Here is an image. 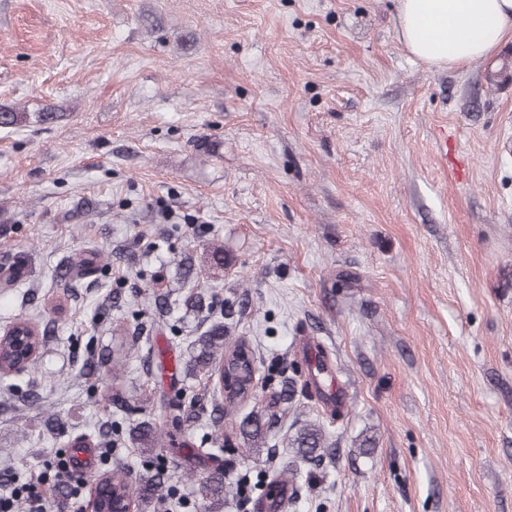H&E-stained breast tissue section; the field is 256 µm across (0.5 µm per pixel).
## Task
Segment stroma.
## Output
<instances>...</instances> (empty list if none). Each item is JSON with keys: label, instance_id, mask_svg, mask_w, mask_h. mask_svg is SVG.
Returning a JSON list of instances; mask_svg holds the SVG:
<instances>
[{"label": "stroma", "instance_id": "stroma-1", "mask_svg": "<svg viewBox=\"0 0 512 512\" xmlns=\"http://www.w3.org/2000/svg\"><path fill=\"white\" fill-rule=\"evenodd\" d=\"M397 0H0V329L49 332L0 378V471L16 482L121 420L97 470L143 473L156 420L166 486L198 512L199 480L293 485L288 512H512V38L435 68L397 36ZM469 163L444 180L440 133ZM96 255L108 277L63 279ZM292 383L265 448L189 461L213 431V384L185 375L197 418L170 433L177 352L222 321ZM347 391L331 417L305 385V340ZM111 364L136 410L122 416ZM320 424L322 462L287 442Z\"/></svg>", "mask_w": 512, "mask_h": 512}]
</instances>
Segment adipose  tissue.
Returning <instances> with one entry per match:
<instances>
[{
    "label": "adipose tissue",
    "instance_id": "obj_1",
    "mask_svg": "<svg viewBox=\"0 0 512 512\" xmlns=\"http://www.w3.org/2000/svg\"><path fill=\"white\" fill-rule=\"evenodd\" d=\"M398 36L435 67L487 56L512 34V0H397Z\"/></svg>",
    "mask_w": 512,
    "mask_h": 512
}]
</instances>
